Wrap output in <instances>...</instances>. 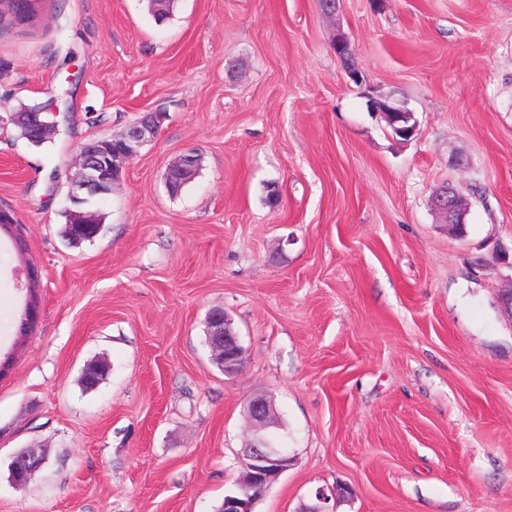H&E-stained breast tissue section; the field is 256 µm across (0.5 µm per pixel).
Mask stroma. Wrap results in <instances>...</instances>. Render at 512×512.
Returning a JSON list of instances; mask_svg holds the SVG:
<instances>
[{
  "label": "stroma",
  "mask_w": 512,
  "mask_h": 512,
  "mask_svg": "<svg viewBox=\"0 0 512 512\" xmlns=\"http://www.w3.org/2000/svg\"><path fill=\"white\" fill-rule=\"evenodd\" d=\"M50 103L49 141L18 138L12 113ZM145 112L157 138L89 201L100 236L69 245L80 146ZM189 149L199 172L171 194ZM448 184L460 238L429 203ZM0 211V512H217L256 390L295 463L255 512L339 488L336 512H512V269L493 255L512 243V0H177L161 24L147 0H41L0 29ZM214 307L245 350L232 377ZM25 447L48 461L19 489ZM386 119L392 132L403 139L413 137L417 132V123H410L413 118V112L403 105L391 103L383 106ZM200 166V159L198 155L189 151L183 154L177 161L172 163L165 175V183L170 191L171 185L183 180L192 179ZM23 276L25 278V288L28 294V301L26 304L25 312L22 315L21 322H20V333H24L28 331L34 324L36 315H37V308L38 304L36 301V298L34 297V283L37 279L36 271L31 267H26L23 270ZM207 345L211 359L226 376L239 373L243 365L244 349L232 319L223 308H213L206 317Z\"/></svg>",
  "instance_id": "35a3bbf8"
}]
</instances>
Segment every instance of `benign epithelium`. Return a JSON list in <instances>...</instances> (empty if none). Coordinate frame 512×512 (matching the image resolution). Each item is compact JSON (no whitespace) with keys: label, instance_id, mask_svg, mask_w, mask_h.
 Instances as JSON below:
<instances>
[{"label":"benign epithelium","instance_id":"obj_1","mask_svg":"<svg viewBox=\"0 0 512 512\" xmlns=\"http://www.w3.org/2000/svg\"><path fill=\"white\" fill-rule=\"evenodd\" d=\"M336 55L346 61L351 78L358 77L359 68L354 61L347 39L339 38L335 43ZM384 112L392 132L409 139L417 132V123L412 121L413 112L396 103L384 105ZM13 119L23 121L38 142L48 137L52 125L42 117V112L15 114ZM163 117L148 112L130 123L121 133L103 137L81 146L76 157V172L70 182L69 197L72 201L87 200V196L112 189L121 179L126 163L137 157L141 149L155 140ZM200 166L198 155L189 151L172 163L165 175L166 186L174 185L195 176ZM433 210L443 219L448 233L459 236L465 226L469 204L452 186H443L431 199ZM97 229V219L89 212L75 214L70 225L69 238L81 241ZM28 301L20 322V332L28 331L34 324L38 304L34 297L36 271L23 270ZM207 345L211 359L218 364L226 376H233L242 368L244 349L232 319L224 309L213 308L206 317ZM107 372V365L93 362L85 366L83 379L89 388L99 386V373ZM250 436L241 451V471L237 480L239 492L224 496V512H255V505L278 478L288 471L295 458L282 444L276 424L273 399L265 393L250 395L244 405ZM47 463V456L34 448H22L15 452L10 463L11 482L21 488Z\"/></svg>","mask_w":512,"mask_h":512}]
</instances>
